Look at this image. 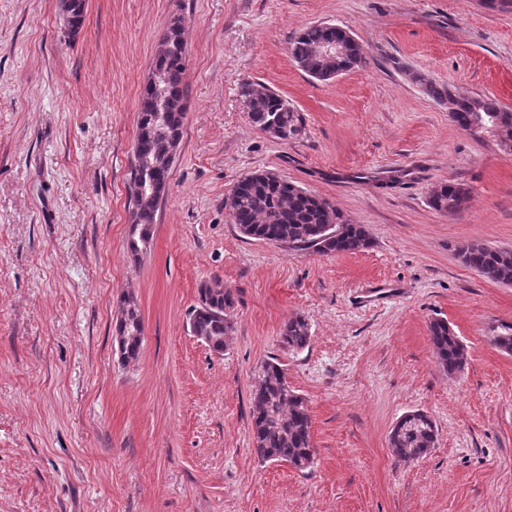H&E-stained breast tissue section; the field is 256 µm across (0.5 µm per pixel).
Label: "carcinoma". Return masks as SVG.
Masks as SVG:
<instances>
[{
  "mask_svg": "<svg viewBox=\"0 0 512 512\" xmlns=\"http://www.w3.org/2000/svg\"><path fill=\"white\" fill-rule=\"evenodd\" d=\"M63 9L75 19L80 30L85 0H63ZM182 17L173 18L164 32L155 54L151 74L139 98L137 136L143 139V161L131 170L130 181L146 180L153 190L131 200L133 220L128 249L134 255L147 248L160 200L169 180L170 153L177 149L183 134L184 101L188 94L186 44ZM341 41L346 58L332 62L320 48L327 42ZM293 62L304 73L319 81L329 80L335 70L345 71L366 63L359 41L340 28L323 24L304 27L288 38ZM414 80L425 85L426 94L448 105L451 120L471 135L501 132L500 146L512 152V110L491 97L471 96L449 87L437 86L419 75ZM240 96L250 102L252 123L273 139H292L302 130L300 113L276 92L253 82H244ZM231 220L240 232L258 240L289 249L309 250L319 254H356L367 250L370 237L364 226L348 223L329 201L310 195L297 185L268 171H254L240 179L229 193ZM468 189L461 183L440 185L429 198V206L455 214L464 209ZM461 261L489 280L512 286V251L489 247L472 241L458 247ZM234 305L230 290L218 282L199 288V301L189 313V325L214 351H224L233 327L227 310ZM142 319L135 300L121 299L116 320L115 340L120 358L131 362L138 358L143 337L138 335ZM431 342L443 370L452 374L466 364L464 345L448 323H430ZM281 341L291 350L309 345L310 328L302 316L289 318L283 325ZM252 437L254 451L263 461L285 462L299 471L309 470L315 461L308 405L295 393L282 366L269 361L262 366L252 392ZM418 421H398L390 432L389 445L399 459H419L435 445L437 429L432 418L417 412Z\"/></svg>",
  "mask_w": 512,
  "mask_h": 512,
  "instance_id": "1",
  "label": "carcinoma"
}]
</instances>
